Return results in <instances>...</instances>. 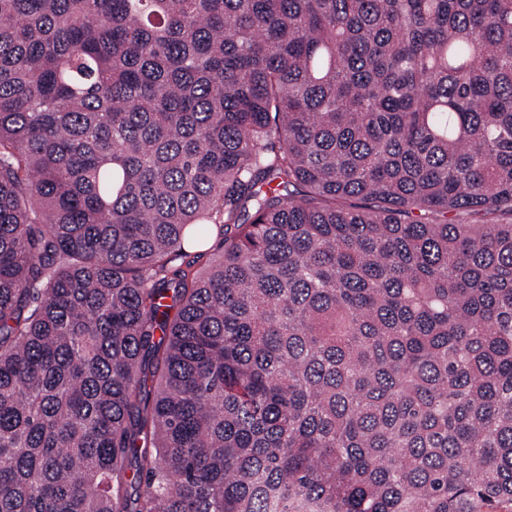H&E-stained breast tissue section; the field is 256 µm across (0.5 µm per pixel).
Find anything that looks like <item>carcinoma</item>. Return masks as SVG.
<instances>
[{"mask_svg":"<svg viewBox=\"0 0 512 512\" xmlns=\"http://www.w3.org/2000/svg\"><path fill=\"white\" fill-rule=\"evenodd\" d=\"M0 512H512V0H0Z\"/></svg>","mask_w":512,"mask_h":512,"instance_id":"carcinoma-1","label":"carcinoma"}]
</instances>
